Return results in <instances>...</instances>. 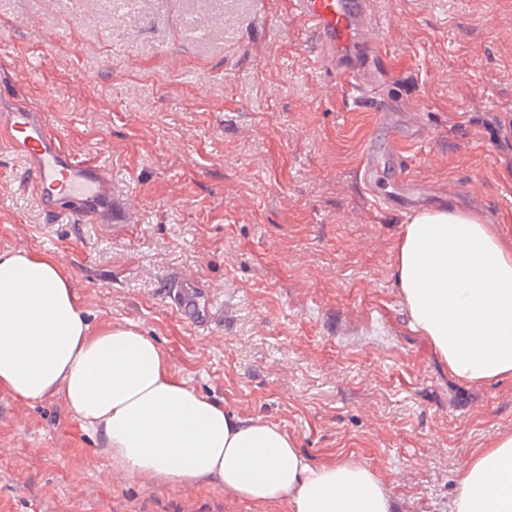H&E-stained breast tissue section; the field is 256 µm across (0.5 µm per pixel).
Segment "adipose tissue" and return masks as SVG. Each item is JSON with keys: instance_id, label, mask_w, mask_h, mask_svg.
Masks as SVG:
<instances>
[{"instance_id": "1", "label": "adipose tissue", "mask_w": 512, "mask_h": 512, "mask_svg": "<svg viewBox=\"0 0 512 512\" xmlns=\"http://www.w3.org/2000/svg\"><path fill=\"white\" fill-rule=\"evenodd\" d=\"M395 278L414 329L455 376L512 375V247L492 225L453 207L415 213ZM0 389L25 403L62 398L96 434L111 477L219 487L259 510L285 501L293 512H393L368 467L311 464L278 425L198 393L138 324L92 322L49 254H0ZM453 512H512V435L464 463Z\"/></svg>"}]
</instances>
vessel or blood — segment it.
<instances>
[{"label":"vessel or blood","instance_id":"obj_1","mask_svg":"<svg viewBox=\"0 0 512 512\" xmlns=\"http://www.w3.org/2000/svg\"><path fill=\"white\" fill-rule=\"evenodd\" d=\"M289 6L318 30L353 104L365 105L362 72L370 51L361 40V29L368 18L369 0H289ZM376 119L385 135L366 143L358 168L360 182L379 205L408 209L427 201V191L411 175L406 156L408 142L422 140L424 131L400 130L395 111L389 109L378 110ZM0 144L28 160L32 190L42 209L69 207L80 222L109 216L106 228L115 234L130 226V214L115 207L112 180L105 169L64 145L50 111L25 104L0 107ZM168 296L178 315L191 324L204 326L210 321L206 291L193 280H171Z\"/></svg>","mask_w":512,"mask_h":512}]
</instances>
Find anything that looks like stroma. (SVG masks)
I'll return each mask as SVG.
<instances>
[{"instance_id": "stroma-1", "label": "stroma", "mask_w": 512, "mask_h": 512, "mask_svg": "<svg viewBox=\"0 0 512 512\" xmlns=\"http://www.w3.org/2000/svg\"><path fill=\"white\" fill-rule=\"evenodd\" d=\"M0 104L59 91L55 129L102 165L121 235L37 206L0 148V252L53 254L92 321H130L199 393L278 424L316 465L354 459L396 512H450L465 461L512 434V376L460 380L395 280L408 211L356 165L374 114L319 68L288 0H0ZM369 95L433 133L410 171L481 196L512 241V0H375ZM196 280L208 330L169 305ZM65 403L0 390V512H255L222 489L105 479Z\"/></svg>"}]
</instances>
